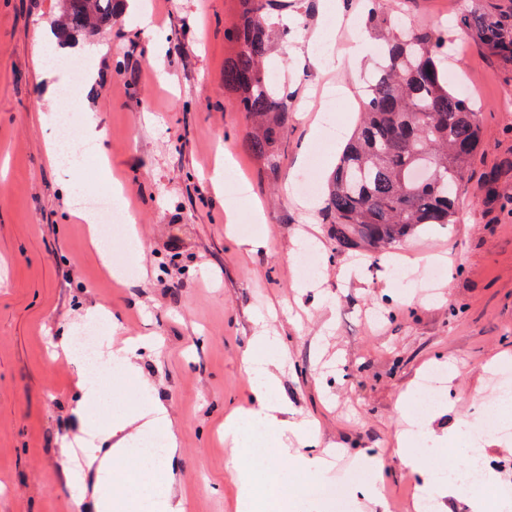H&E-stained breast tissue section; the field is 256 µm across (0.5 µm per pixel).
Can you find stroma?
<instances>
[{
	"label": "stroma",
	"instance_id": "35a3bbf8",
	"mask_svg": "<svg viewBox=\"0 0 512 512\" xmlns=\"http://www.w3.org/2000/svg\"><path fill=\"white\" fill-rule=\"evenodd\" d=\"M333 5L350 23L342 36L327 34L329 56L310 57L309 34ZM235 9V0L156 2L147 32L122 0L110 26L69 50L94 70L87 85L82 71L37 61L59 0H0V512H78L76 495L92 499L95 469L70 425L87 377L51 352L102 313L111 324L107 348L155 339L138 360L154 393L144 394L140 380L116 382L92 420L103 429L112 417L140 413L121 450L127 458L150 432L143 416L151 397L165 403L180 441L174 490L185 512H237L235 468L245 464L279 471L288 487L283 512H333L311 491L326 482L336 483L350 512H420L412 495L420 477L403 464L397 442L403 425L447 430L448 445L434 459L446 470L468 455L465 433L477 412L502 411L489 363L503 358L512 372V217L484 204L482 184L486 171L512 158V112L498 104L512 89V70L455 25L462 0H410L411 24L452 28L448 76L480 109L483 154L462 189L461 223L419 228L388 255L342 251L318 208L300 206L286 187L308 168L324 182L338 158L335 142L307 138L324 96H335L343 134L355 125L380 52L364 32L367 0H299L290 9L288 49L273 58L293 97L275 182L248 151L247 118L224 93L232 50L224 27ZM64 78L81 86V109L99 132L96 156L72 170L51 164L53 127L43 119L57 112ZM220 148L231 153L238 180L219 196L207 176ZM90 176L113 177L128 191L139 235L132 277H117L93 247L83 206L69 193L70 183ZM228 195L238 207L231 235ZM304 227L319 253L308 289L293 243ZM255 238L265 245L252 252L246 243ZM393 254L414 278L438 259L447 273L438 287H407ZM259 333L287 350L272 398L287 401L296 421H316L319 447H340L317 476L253 457L249 422L240 424L239 458L218 433L230 412L255 406L246 357ZM434 367L448 375L445 399L400 415V396ZM64 444L75 460L68 472L58 456ZM373 457L383 464L377 507L353 496L346 479Z\"/></svg>",
	"mask_w": 512,
	"mask_h": 512
}]
</instances>
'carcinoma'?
<instances>
[{"instance_id":"carcinoma-1","label":"carcinoma","mask_w":512,"mask_h":512,"mask_svg":"<svg viewBox=\"0 0 512 512\" xmlns=\"http://www.w3.org/2000/svg\"><path fill=\"white\" fill-rule=\"evenodd\" d=\"M118 0H61L55 35L61 44L112 21ZM295 0H237L224 30L235 45L224 59V91L250 122L247 146L272 178L288 141L291 96L271 80L269 59L287 34L272 17ZM369 34L383 36L382 62L363 90L359 122L322 191V213L343 249L379 251L426 224L460 221V189L481 145L478 112L448 80V31L396 26L400 0H373ZM487 52L512 66V9L473 0L459 17ZM512 171L500 161L484 180L485 197L512 212L499 182Z\"/></svg>"}]
</instances>
